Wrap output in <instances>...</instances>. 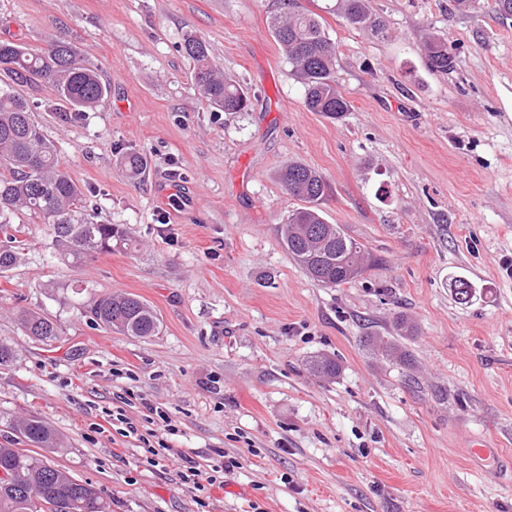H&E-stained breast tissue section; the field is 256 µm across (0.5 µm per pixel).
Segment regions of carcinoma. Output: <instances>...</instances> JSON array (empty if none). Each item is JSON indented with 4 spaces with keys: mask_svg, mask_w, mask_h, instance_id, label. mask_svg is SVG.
<instances>
[{
    "mask_svg": "<svg viewBox=\"0 0 512 512\" xmlns=\"http://www.w3.org/2000/svg\"><path fill=\"white\" fill-rule=\"evenodd\" d=\"M281 11L270 21V29L292 72L304 87L303 104L310 112L340 119L350 110L348 100L336 85L338 47L326 34L321 17L281 0ZM336 11L351 26L381 34L384 24L369 7L368 0H336ZM182 50L193 62L195 88L211 108L241 112L249 105L247 90L224 74L212 60L207 41L195 34L184 36ZM428 67L446 73L453 63V46L434 36L424 45ZM0 74L7 82L0 87V274L22 260L14 216L27 212L48 225L51 248L59 259L80 264L112 251V241L127 243L122 230L105 223L68 169L59 161L54 143L31 115L20 87L49 85L59 101L61 118L69 120L106 104L111 84L104 81L95 63L68 40H54L44 50H35L15 40H0ZM145 156L128 151L119 166L130 177L146 169ZM276 178L302 206L288 214L282 225V240L291 258L314 282L325 287L352 283L378 260L364 244L348 235L341 225L329 224L319 209L326 181L323 175L298 162L280 166ZM456 299L468 303L475 296L471 282L452 278ZM87 294L83 306L91 322L127 336H156L160 320L153 308L131 293ZM21 324L29 336L51 340L60 335L57 321L36 311H24ZM371 349L389 361L408 363L407 353L385 336L367 339ZM319 378L334 379L341 366L327 355L309 361ZM11 436L0 444V512H109L108 503L87 481L56 467L41 453L55 448L53 428L36 415L10 423Z\"/></svg>",
    "mask_w": 512,
    "mask_h": 512,
    "instance_id": "carcinoma-1",
    "label": "carcinoma"
}]
</instances>
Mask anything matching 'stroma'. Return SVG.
Listing matches in <instances>:
<instances>
[{"label":"stroma","instance_id":"obj_1","mask_svg":"<svg viewBox=\"0 0 512 512\" xmlns=\"http://www.w3.org/2000/svg\"><path fill=\"white\" fill-rule=\"evenodd\" d=\"M296 3L338 46L342 119L305 108L269 27L280 0H0V36L32 49L67 37L111 83L106 106L67 122L50 87L26 96L102 220L133 241L71 266L47 225L16 218L29 248L0 276V340L16 351L0 366V439L6 419L43 418L60 442L46 457L110 512H512V19L495 0H370L378 37L332 0ZM190 32L248 88L247 111L195 91ZM441 35L455 44L445 73L423 55ZM129 149L147 159L135 179L117 164ZM291 160L324 176L326 221L379 258L363 278L325 288L288 255L280 226L298 202L276 171ZM455 275L472 302L455 301ZM78 284L141 297L160 333L90 324ZM22 309L60 336H27ZM366 336L395 337L408 364ZM322 353L342 366L335 380L308 370ZM182 451L216 483H184Z\"/></svg>","mask_w":512,"mask_h":512}]
</instances>
